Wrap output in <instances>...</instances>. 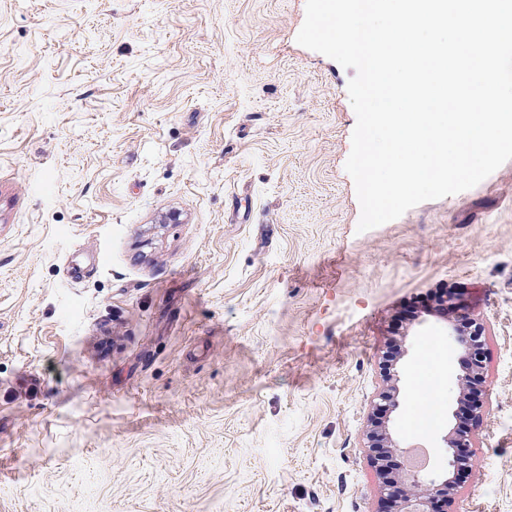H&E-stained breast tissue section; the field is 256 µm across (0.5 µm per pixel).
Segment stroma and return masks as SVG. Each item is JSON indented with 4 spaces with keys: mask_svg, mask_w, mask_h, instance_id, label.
<instances>
[{
    "mask_svg": "<svg viewBox=\"0 0 512 512\" xmlns=\"http://www.w3.org/2000/svg\"><path fill=\"white\" fill-rule=\"evenodd\" d=\"M304 19L0 0V512H378L401 342V446L441 473L466 431L446 512H512V160L358 232L355 71ZM447 290L485 324L477 421L452 350L439 396L417 387ZM389 419L381 424L374 425V428L369 432L368 438L371 442L370 448H384L386 453L401 452L399 441L395 436L392 428L389 426Z\"/></svg>",
    "mask_w": 512,
    "mask_h": 512,
    "instance_id": "stroma-1",
    "label": "stroma"
}]
</instances>
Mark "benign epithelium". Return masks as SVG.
<instances>
[{"mask_svg": "<svg viewBox=\"0 0 512 512\" xmlns=\"http://www.w3.org/2000/svg\"><path fill=\"white\" fill-rule=\"evenodd\" d=\"M483 322L475 317L464 316L448 325V336L453 349L461 353V367L456 374L458 389L457 404L468 408L471 415L481 417V403L470 400L476 386L483 383L484 336ZM394 379L393 386L383 395L388 411L393 413L402 406V395ZM368 438L372 448H383L392 454L400 451L389 423L374 425ZM444 447L448 449V472L433 474L425 471L402 473L396 482L387 483L385 512H440L439 502H448L453 494V480L449 474L455 471H470L474 467L467 448L470 441L466 433L452 430L443 436Z\"/></svg>", "mask_w": 512, "mask_h": 512, "instance_id": "obj_1", "label": "benign epithelium"}]
</instances>
